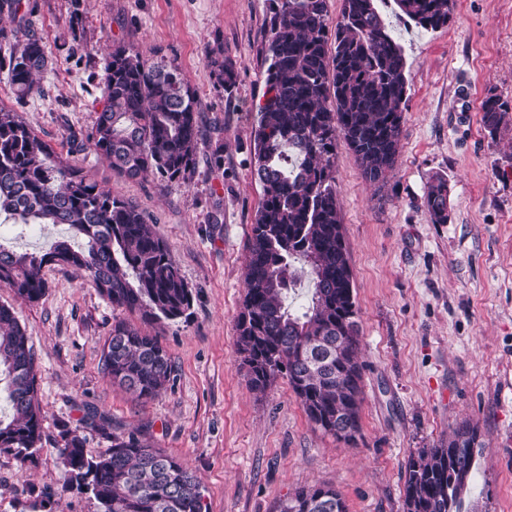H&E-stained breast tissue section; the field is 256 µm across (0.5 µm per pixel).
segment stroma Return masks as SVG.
<instances>
[{"instance_id": "1", "label": "stroma", "mask_w": 512, "mask_h": 512, "mask_svg": "<svg viewBox=\"0 0 512 512\" xmlns=\"http://www.w3.org/2000/svg\"><path fill=\"white\" fill-rule=\"evenodd\" d=\"M270 0H21L0 13V107L17 112L56 152L154 224L193 292L188 318L151 325L171 356L168 387L149 400L113 384L102 365L117 321L138 315L110 301L73 268L44 270L36 303L0 283L37 356L44 443L18 465L0 454V512H96L69 490L55 447L62 425L87 448L132 431L185 462L205 512H276L304 486L328 484L348 512H403L406 465L468 420L479 428L473 512H512V132L490 137L481 104H512V0H450L448 26L423 31L381 11L405 52L408 87L394 168L368 183L345 143L336 147L337 196L360 310L361 434L337 441L308 422L287 380L253 393L236 347L254 215L256 110ZM25 19L48 68L38 95L16 98L8 80L11 33ZM116 44L176 65L199 101L200 142L186 179L112 172L87 141L102 106V74ZM238 72L221 89L208 64ZM449 185L448 221L432 223L425 192ZM62 224L11 223L0 241L17 251L69 237ZM95 411L110 434L80 427ZM208 63L212 68L217 84L224 87V90H232L235 87L238 78V74L235 71L233 64L219 55L214 57L211 56Z\"/></svg>"}]
</instances>
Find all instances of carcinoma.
Returning a JSON list of instances; mask_svg holds the SVG:
<instances>
[{"mask_svg":"<svg viewBox=\"0 0 512 512\" xmlns=\"http://www.w3.org/2000/svg\"><path fill=\"white\" fill-rule=\"evenodd\" d=\"M329 0H272L264 56V100L256 112L253 172L264 197L254 216L246 265L247 290L236 323V344L248 384L263 393L285 378L308 420L336 434V415L360 423V336L349 252L336 191L337 143L354 153L366 180L383 182L399 153L406 100V59L378 0H342L331 24ZM399 15L424 30L450 21V0H394ZM218 85L232 90L238 74L221 56L209 58ZM47 57L20 25L13 33L9 82L19 99L40 91ZM104 103L89 141L112 171L129 179L148 172L186 179L200 128L198 101L179 69L149 63L131 46L113 48L104 67ZM493 138L512 129L500 98L482 104ZM448 180L434 177L425 200L434 224L448 223ZM16 224H66L82 240L59 239L39 252L0 243V282L29 303L48 290L45 267L76 268L112 303L145 323L188 316L192 291L167 246L134 204L112 196L55 152L16 112L0 109V214ZM306 267L308 304L288 298ZM112 381L150 399L171 381L173 361L157 337L119 321L103 350ZM0 453L20 464L42 448L36 357L11 307L0 304ZM479 437L459 424L448 441L408 461L403 512H463L462 493L475 453L457 473L451 451L460 438ZM69 487L94 500L97 512H202L199 482L176 457L140 435L112 436L107 451L86 448L79 429L57 444ZM277 512H347L327 485L301 487Z\"/></svg>","mask_w":512,"mask_h":512,"instance_id":"1","label":"carcinoma"}]
</instances>
